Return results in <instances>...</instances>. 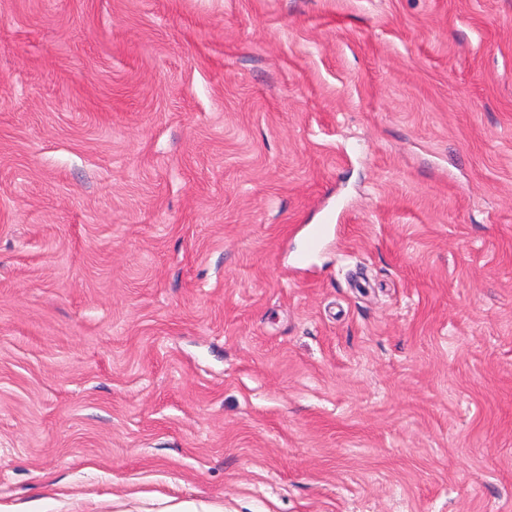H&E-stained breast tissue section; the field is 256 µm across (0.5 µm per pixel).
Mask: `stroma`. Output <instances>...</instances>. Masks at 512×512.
Instances as JSON below:
<instances>
[{"label":"stroma","mask_w":512,"mask_h":512,"mask_svg":"<svg viewBox=\"0 0 512 512\" xmlns=\"http://www.w3.org/2000/svg\"><path fill=\"white\" fill-rule=\"evenodd\" d=\"M0 512H512V0H0Z\"/></svg>","instance_id":"35a3bbf8"}]
</instances>
